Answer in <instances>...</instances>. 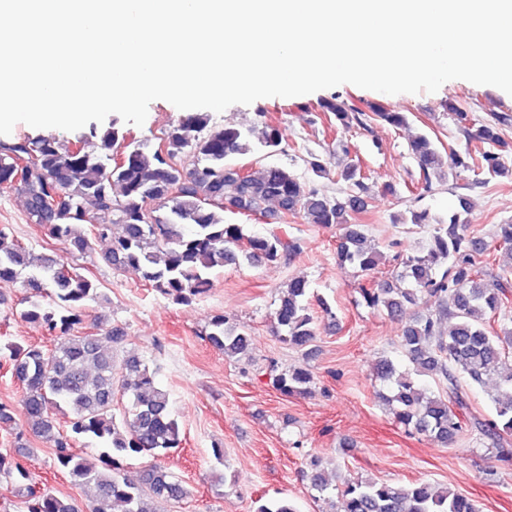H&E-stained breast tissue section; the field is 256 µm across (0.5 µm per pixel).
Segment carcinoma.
<instances>
[{
    "label": "carcinoma",
    "instance_id": "carcinoma-1",
    "mask_svg": "<svg viewBox=\"0 0 512 512\" xmlns=\"http://www.w3.org/2000/svg\"><path fill=\"white\" fill-rule=\"evenodd\" d=\"M330 127L366 130L381 122L395 129L408 125L403 112L380 105L365 111L340 97L320 102ZM448 111L460 124L467 142L464 152L442 153L435 141L420 134L409 142L419 178L417 188H432L431 174H447L478 167L489 178L512 180V158L503 128L512 123L504 114L483 123L467 122V113L451 104ZM279 126L262 129L217 126L207 112L182 116L154 148L146 140L127 141L116 126L89 134L74 144L56 137H17L0 141V189L24 197L34 223L80 254L93 250L92 240L112 238L101 261L116 271L134 269L141 280L178 305H188L208 292L212 273L244 258L275 264L300 251L297 241L275 232L246 233L243 224L224 223V213L236 207L240 214L300 215L306 223L342 230L337 240L339 260L352 266L365 302L381 307L392 317L424 305L402 329V354L408 362L400 368L384 359L376 367L386 384L381 398L394 421L409 431L448 444L466 432L501 437L512 434V327L496 333L488 325L503 317L512 322V223L497 224L495 245H490L460 221L459 213L433 228L427 246L399 255L401 270L382 284L374 275L383 254L371 244L351 214L366 209L368 187L361 168L347 163L336 172L345 185L343 195L330 197L306 185L280 166L235 172L236 155L257 149L283 150ZM123 149L122 162L112 154ZM196 156L191 169L177 163L180 154ZM32 159L27 178L16 185L18 161ZM60 192L54 201L48 193ZM21 281L29 293L24 318L43 324L54 336L50 349L40 345H9L12 375L23 386L22 412L31 434L48 442L54 463L67 471L86 497L88 512H112L120 502L125 512H159L157 504L185 495L180 481L162 466H152L131 479L121 473L120 461L135 455L165 456L180 447L179 429L172 417L169 397L158 387L155 374L132 356L117 366L112 346L124 340L123 332L109 328L103 348L100 337L75 331L85 305L100 298L98 286L75 271L60 256H35L10 240L0 227V282ZM50 299L43 304L42 298ZM310 284L291 279L279 297L275 329L289 343L305 348L316 338L310 310ZM208 342L226 355L249 349L248 334L215 316L206 334ZM436 376L442 392H428L416 377ZM495 375L498 383L489 394L495 417L465 418L468 408L459 379L482 386ZM312 382L311 372L297 367L274 377L284 395H301ZM128 397L130 409L121 419L114 414L117 393ZM66 406V426H57L53 411ZM90 439L104 448L97 461L74 456L71 441ZM25 485L27 512H79L72 500L35 490L30 470L18 455L0 453V480ZM312 489L331 493L318 464L311 463ZM340 512H478L466 495L427 482L395 485L360 479L337 490Z\"/></svg>",
    "mask_w": 512,
    "mask_h": 512
}]
</instances>
